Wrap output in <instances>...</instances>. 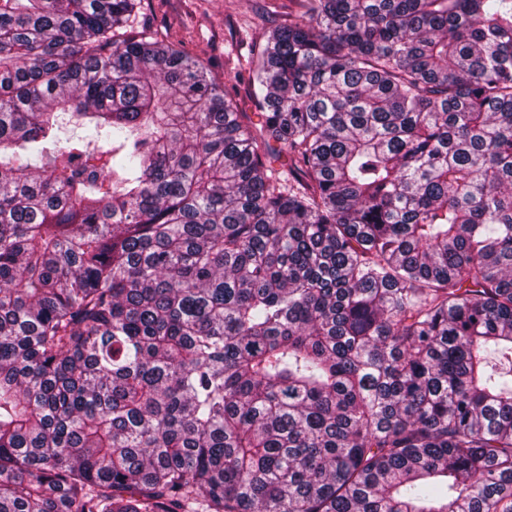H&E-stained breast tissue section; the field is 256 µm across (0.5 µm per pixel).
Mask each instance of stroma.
Here are the masks:
<instances>
[{
  "label": "stroma",
  "mask_w": 512,
  "mask_h": 512,
  "mask_svg": "<svg viewBox=\"0 0 512 512\" xmlns=\"http://www.w3.org/2000/svg\"><path fill=\"white\" fill-rule=\"evenodd\" d=\"M268 5L269 0H141L129 23L206 64L237 110L251 115L257 105L249 75L237 66L259 40Z\"/></svg>",
  "instance_id": "1"
}]
</instances>
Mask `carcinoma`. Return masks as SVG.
<instances>
[{
  "mask_svg": "<svg viewBox=\"0 0 512 512\" xmlns=\"http://www.w3.org/2000/svg\"><path fill=\"white\" fill-rule=\"evenodd\" d=\"M290 2L0 0V512H512V0ZM269 0H141L129 20L159 40L174 43L206 64L226 86L239 112L257 123L259 112L250 94L244 64L265 26ZM236 68V69H235ZM231 72V73H230ZM240 73L234 77V73ZM230 75L228 76V74Z\"/></svg>",
  "mask_w": 512,
  "mask_h": 512,
  "instance_id": "obj_1",
  "label": "carcinoma"
}]
</instances>
